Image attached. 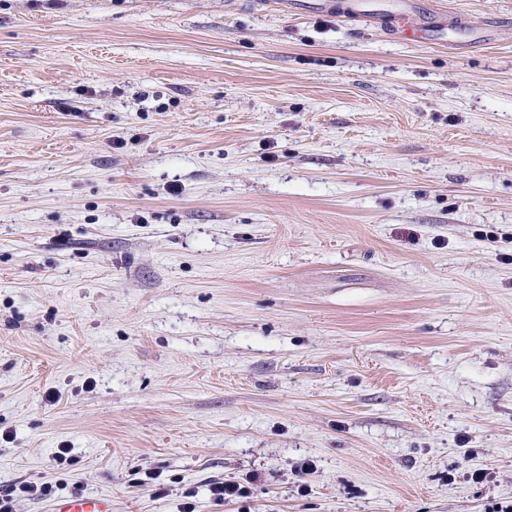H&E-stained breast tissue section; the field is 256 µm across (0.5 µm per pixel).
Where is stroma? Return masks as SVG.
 Listing matches in <instances>:
<instances>
[{
	"instance_id": "35a3bbf8",
	"label": "stroma",
	"mask_w": 512,
	"mask_h": 512,
	"mask_svg": "<svg viewBox=\"0 0 512 512\" xmlns=\"http://www.w3.org/2000/svg\"><path fill=\"white\" fill-rule=\"evenodd\" d=\"M351 2L0 0L17 512L512 503V0ZM211 498L219 504L230 503L248 495V489L236 481H224L211 484L209 487ZM45 483L24 482L12 487L8 492L0 493V512H16V501L20 498H37L49 492ZM52 512H112V498L108 496H76L57 500Z\"/></svg>"
}]
</instances>
